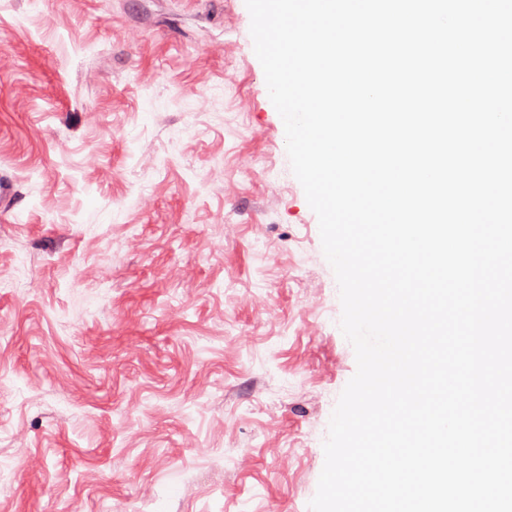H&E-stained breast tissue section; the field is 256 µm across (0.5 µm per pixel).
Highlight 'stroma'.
<instances>
[{
  "instance_id": "35a3bbf8",
  "label": "stroma",
  "mask_w": 512,
  "mask_h": 512,
  "mask_svg": "<svg viewBox=\"0 0 512 512\" xmlns=\"http://www.w3.org/2000/svg\"><path fill=\"white\" fill-rule=\"evenodd\" d=\"M245 0H0V512H309L355 352Z\"/></svg>"
}]
</instances>
